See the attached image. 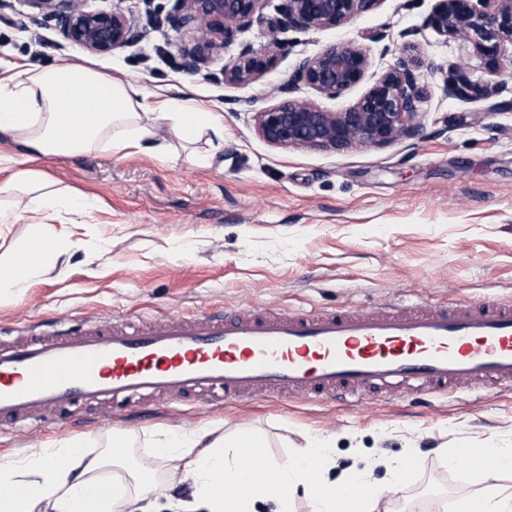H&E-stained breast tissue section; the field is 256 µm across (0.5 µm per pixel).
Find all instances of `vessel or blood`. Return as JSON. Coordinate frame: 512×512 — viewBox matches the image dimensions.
Listing matches in <instances>:
<instances>
[{
  "instance_id": "obj_1",
  "label": "vessel or blood",
  "mask_w": 512,
  "mask_h": 512,
  "mask_svg": "<svg viewBox=\"0 0 512 512\" xmlns=\"http://www.w3.org/2000/svg\"><path fill=\"white\" fill-rule=\"evenodd\" d=\"M512 390V301L373 312L255 307L56 321L0 339V427L88 406L136 421L158 397L218 405L256 395H447Z\"/></svg>"
}]
</instances>
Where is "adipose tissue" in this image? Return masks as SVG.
Here are the masks:
<instances>
[{
    "instance_id": "1",
    "label": "adipose tissue",
    "mask_w": 512,
    "mask_h": 512,
    "mask_svg": "<svg viewBox=\"0 0 512 512\" xmlns=\"http://www.w3.org/2000/svg\"><path fill=\"white\" fill-rule=\"evenodd\" d=\"M171 121L181 139L197 140L205 132L223 135L220 113L200 106L191 90L167 96L146 92L137 81L110 77L94 64L70 63L37 70L17 64L0 69V226L29 214L36 223L30 242L41 245L36 260L28 248L0 264V299L16 295L27 283L47 275L64 253L47 221L61 212L87 213L92 202L56 189L31 169L46 156L106 150L121 154L150 149L160 121ZM76 438L8 465L0 466V512H257L261 501L271 512H294V494L303 491L313 512H347L359 500L360 512H377L381 498L367 491L364 472L349 473L341 486L313 480L300 460L263 461L273 483L252 477L242 446L259 447L255 437L213 431L187 435L170 432L158 440L159 455L172 461L168 481L158 482L152 464L126 465L128 444L118 438L100 453ZM512 465V448H497L484 473L482 491L457 504L456 512H512V487L496 484L499 468ZM98 487L88 497L90 487Z\"/></svg>"
}]
</instances>
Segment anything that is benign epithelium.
Returning a JSON list of instances; mask_svg holds the SVG:
<instances>
[{
    "label": "benign epithelium",
    "mask_w": 512,
    "mask_h": 512,
    "mask_svg": "<svg viewBox=\"0 0 512 512\" xmlns=\"http://www.w3.org/2000/svg\"><path fill=\"white\" fill-rule=\"evenodd\" d=\"M154 22L168 23L177 32L192 35L193 47L180 58V71L194 77L210 59L223 52L238 32L253 22L266 0H173L171 8L143 0ZM379 0H282L278 11L283 24L297 30L339 27ZM32 13L9 22L24 30L30 24L54 23L61 37L94 56H108L140 39L142 30L124 9L93 11L84 0H28ZM426 25L446 38L461 37L483 61L494 81L471 82L458 70L450 71L448 94L492 99L506 89L499 80L512 48V0H434ZM271 29L267 44L256 49L242 46L224 64V84L242 87L257 82L276 68L279 39ZM372 67L369 52L353 42L334 43L302 59L292 74L276 86L279 99L256 113L258 135L278 148L343 150L384 148L396 142L423 138L418 104L427 89L419 82L412 63L401 60L373 74L369 89L352 106L332 111L299 95L301 87L334 99L360 85Z\"/></svg>",
    "instance_id": "benign-epithelium-1"
}]
</instances>
